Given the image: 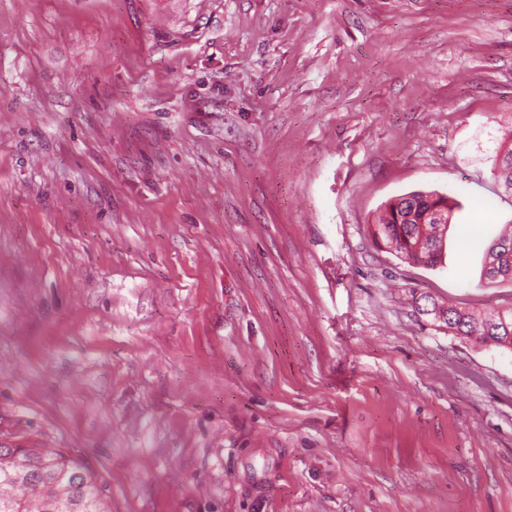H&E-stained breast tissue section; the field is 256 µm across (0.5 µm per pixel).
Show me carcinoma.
Segmentation results:
<instances>
[{
  "instance_id": "obj_1",
  "label": "carcinoma",
  "mask_w": 512,
  "mask_h": 512,
  "mask_svg": "<svg viewBox=\"0 0 512 512\" xmlns=\"http://www.w3.org/2000/svg\"><path fill=\"white\" fill-rule=\"evenodd\" d=\"M427 205L412 224L398 223L403 202L393 198L370 226L373 240L395 250L400 259L436 268L445 252L434 249L440 225L424 217ZM506 321L448 302L445 327L453 335L477 343L512 350V308L503 310ZM104 492L89 468L62 452L0 445V512H108Z\"/></svg>"
}]
</instances>
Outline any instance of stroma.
Wrapping results in <instances>:
<instances>
[{"label":"stroma","mask_w":512,"mask_h":512,"mask_svg":"<svg viewBox=\"0 0 512 512\" xmlns=\"http://www.w3.org/2000/svg\"><path fill=\"white\" fill-rule=\"evenodd\" d=\"M512 0H0V443L111 512H512ZM454 199L446 266L378 248ZM500 313L506 316V322L504 323L498 318L494 322L493 329H487V325L491 323L490 316L500 315ZM441 325L448 329H454L455 332L450 333L453 336H463L467 339H474L476 343L512 350L511 307L503 311L480 313L448 301V320Z\"/></svg>","instance_id":"obj_1"}]
</instances>
